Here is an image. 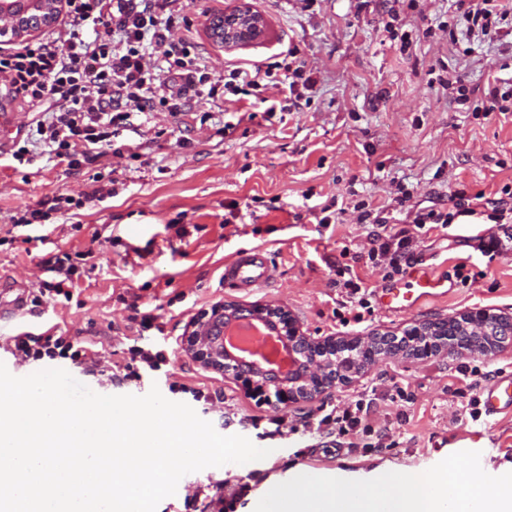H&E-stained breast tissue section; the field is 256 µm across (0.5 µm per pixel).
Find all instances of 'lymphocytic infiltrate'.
<instances>
[{
  "instance_id": "obj_1",
  "label": "lymphocytic infiltrate",
  "mask_w": 512,
  "mask_h": 512,
  "mask_svg": "<svg viewBox=\"0 0 512 512\" xmlns=\"http://www.w3.org/2000/svg\"><path fill=\"white\" fill-rule=\"evenodd\" d=\"M185 8V0H136L127 9L116 6L115 0H66L65 17L55 36L0 53L1 86L28 102L56 105L50 115L35 119L25 145L13 151V160L21 166L34 164L31 146L38 143L56 159L78 168L93 163L101 149L112 146L131 113L150 112L159 104L184 112L191 97L213 95L221 87L238 95L263 79L287 85L292 92L312 88V80L299 66L285 67L280 74L236 68L225 84H218L199 57L192 55L187 39L178 35L189 25ZM463 17L469 35H495L498 25L512 18V0H475ZM93 23L104 26L105 34L91 35ZM116 193L115 187L102 185L78 198L59 194L25 208L17 221L43 224L53 214L79 210ZM452 217L433 210L417 214L409 226L379 237L375 254L386 261L391 273H400L414 259L425 226L444 228ZM9 347L23 364L60 358L82 366L95 360L92 350L52 327L37 335L12 336ZM372 405V399L361 394L299 423L284 413L272 416L270 422L279 436L300 431L314 437H345L363 432L388 439L387 429H373L368 422Z\"/></svg>"
}]
</instances>
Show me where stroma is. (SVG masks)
I'll list each match as a JSON object with an SVG mask.
<instances>
[{
  "mask_svg": "<svg viewBox=\"0 0 512 512\" xmlns=\"http://www.w3.org/2000/svg\"><path fill=\"white\" fill-rule=\"evenodd\" d=\"M267 23L263 38L226 48L210 36L211 19L239 0H188L189 38L213 79L241 66L278 68L296 62L316 84L302 97L288 88L259 87L248 94L198 100L192 111L156 106L131 115L115 151L96 164L69 169L46 156L8 167L10 151L37 113L22 98L0 99L11 124L0 130V293L56 278L57 257H75L71 298L45 301L20 318L0 320V359L6 339L54 327L94 350L109 383L74 368L77 381L102 395L142 396L158 386L169 400L191 405L223 435L247 437L268 449L253 470L220 467L185 475L157 512H207L210 483L231 488L255 476L290 480L295 469L323 477L367 479L381 464L424 471L461 448L459 438L500 447L481 458L500 471L512 461V418H461L455 393L459 367L490 371L512 364V350L493 356L381 360L358 380L339 384L303 406L316 415L341 396L399 385L405 401H376L375 427L398 436L391 448L375 436L352 442L300 433L274 438L254 427L274 414L229 378L204 370L180 353L189 321L218 302L248 307L286 306L308 334H401L417 322L485 307L512 316V257H483L476 249L492 222L458 216L448 228L420 236L416 254L436 271L468 257L469 284L453 281L445 297L421 310L392 316L374 293L386 282L384 264L368 258L369 234L394 233L407 215L452 212L457 193L500 197L512 187V112H484L489 83L512 81V27L494 39L467 36L456 0H248ZM462 74L471 90L458 97L447 80ZM114 181L117 193L96 206L48 224H14L11 216L58 194L91 191L92 177ZM263 248L275 269L272 283L254 294L225 287L224 264L239 252ZM360 278L369 308L345 303V280ZM155 311L151 324L135 311ZM140 342L165 350L169 364L142 379L127 378L129 349ZM206 387L213 400H195ZM238 491L226 512H252Z\"/></svg>",
  "mask_w": 512,
  "mask_h": 512,
  "instance_id": "35a3bbf8",
  "label": "stroma"
}]
</instances>
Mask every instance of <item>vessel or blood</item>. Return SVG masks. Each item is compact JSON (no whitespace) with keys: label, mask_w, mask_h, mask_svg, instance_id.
Returning <instances> with one entry per match:
<instances>
[{"label":"vessel or blood","mask_w":512,"mask_h":512,"mask_svg":"<svg viewBox=\"0 0 512 512\" xmlns=\"http://www.w3.org/2000/svg\"><path fill=\"white\" fill-rule=\"evenodd\" d=\"M273 278V271L262 249L235 256L224 265V281L241 291L264 287ZM447 275L435 274L430 267L415 264L404 282L382 289L381 309L391 315H402L422 308L426 303L446 295ZM484 413L489 417L512 414V372H503L484 388Z\"/></svg>","instance_id":"1"}]
</instances>
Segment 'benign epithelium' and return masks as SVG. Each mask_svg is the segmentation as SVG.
Returning a JSON list of instances; mask_svg holds the SVG:
<instances>
[{
  "instance_id": "benign-epithelium-1",
  "label": "benign epithelium",
  "mask_w": 512,
  "mask_h": 512,
  "mask_svg": "<svg viewBox=\"0 0 512 512\" xmlns=\"http://www.w3.org/2000/svg\"><path fill=\"white\" fill-rule=\"evenodd\" d=\"M65 0H0V39L8 41L34 36L60 17ZM266 22L246 0L211 25V36L225 47L246 45L260 39ZM249 317L275 331L288 349L290 365L286 372L267 370L235 355L224 344V328ZM453 326L468 336H483L492 328H503L504 335L471 344L449 335ZM390 333L369 336H325L306 334L301 319L288 308L257 304L249 308L219 302L193 318L180 339V351L204 370L228 375L247 392L296 408L327 393L342 381L350 383L359 374L385 357L404 359H447L463 354L493 355L512 346V317L492 309L473 308L448 318L414 324L406 329L404 340L394 348L378 349Z\"/></svg>"
}]
</instances>
